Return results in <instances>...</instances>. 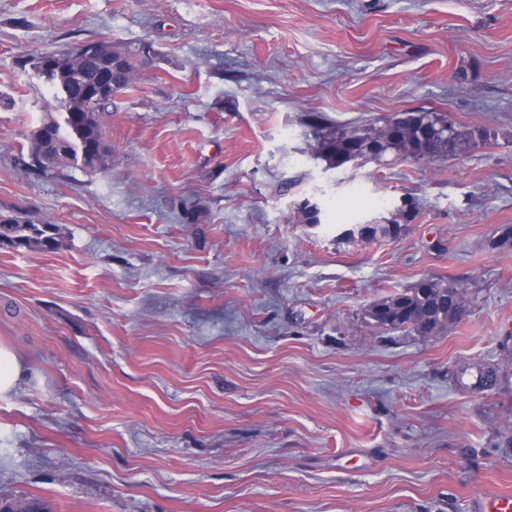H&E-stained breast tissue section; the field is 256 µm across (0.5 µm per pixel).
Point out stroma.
<instances>
[{
  "mask_svg": "<svg viewBox=\"0 0 512 512\" xmlns=\"http://www.w3.org/2000/svg\"><path fill=\"white\" fill-rule=\"evenodd\" d=\"M156 55L115 96L107 169H27L53 94L31 66L88 41ZM0 504L49 512H471L512 493V0H0ZM427 110L492 137L424 168H334L336 124ZM306 197L321 208L301 223ZM395 239H346L401 199ZM470 282L430 338L366 312ZM11 224H0V242L9 241L17 247H39L53 250L59 245L58 225L34 222L24 216L10 215ZM21 364L16 354L0 344V395L13 391L20 379ZM473 510L475 512H512V493L484 492L476 499Z\"/></svg>",
  "mask_w": 512,
  "mask_h": 512,
  "instance_id": "35a3bbf8",
  "label": "stroma"
}]
</instances>
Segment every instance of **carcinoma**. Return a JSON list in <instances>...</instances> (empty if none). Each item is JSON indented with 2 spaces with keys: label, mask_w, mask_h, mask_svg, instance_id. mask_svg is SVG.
<instances>
[{
  "label": "carcinoma",
  "mask_w": 512,
  "mask_h": 512,
  "mask_svg": "<svg viewBox=\"0 0 512 512\" xmlns=\"http://www.w3.org/2000/svg\"><path fill=\"white\" fill-rule=\"evenodd\" d=\"M147 42L100 41L98 52L76 70L50 76L49 82L67 88V98L54 97L47 116L40 125L48 133L43 139L38 131L30 134V170L47 174L77 162L89 169H104L110 150L104 144L103 122L112 97L134 83L141 69L140 51ZM110 74V94L88 100L102 70ZM445 121L439 112H406L403 126L393 132L389 122L366 121L333 127L318 115L310 127L318 134L319 151L333 166L348 157H362L379 165L399 159H412L436 167L448 157L465 152L475 137L487 139L490 133L480 130L466 133L456 126L440 130L430 156L426 150L425 130L437 129ZM414 219L413 210L398 207L385 223L375 228L371 238H396L402 224ZM56 224L35 222L24 216H11V223L0 224V242L18 246L53 250L59 245ZM469 288L462 279L430 276L395 295L372 304L368 315L383 331L403 332L422 337L436 336L456 323L455 313L469 304Z\"/></svg>",
  "instance_id": "cac0c4a2"
}]
</instances>
